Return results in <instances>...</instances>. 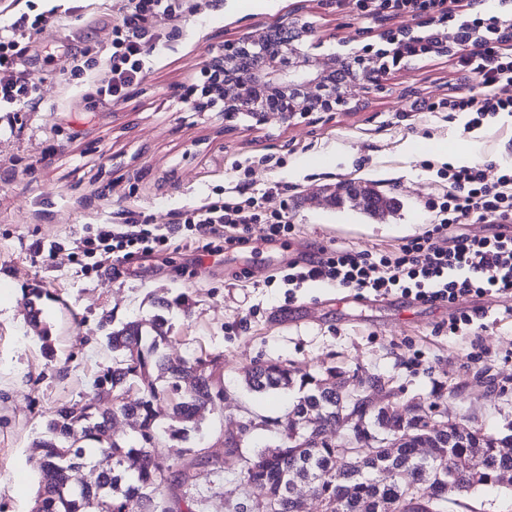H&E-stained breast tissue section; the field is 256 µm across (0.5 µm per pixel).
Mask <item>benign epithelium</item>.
<instances>
[{
  "label": "benign epithelium",
  "mask_w": 512,
  "mask_h": 512,
  "mask_svg": "<svg viewBox=\"0 0 512 512\" xmlns=\"http://www.w3.org/2000/svg\"><path fill=\"white\" fill-rule=\"evenodd\" d=\"M426 37L413 28L384 31L391 45H421L423 53L446 56L472 31L459 24L448 27V17L424 23ZM308 30L303 25L273 24L262 35L226 41L211 54L204 69L224 70V83L211 91L223 101L224 120L244 114L258 125H281L313 112H336L350 104L348 88L356 84L379 86L390 72L391 53L369 55L355 51L345 56L316 55L304 49Z\"/></svg>",
  "instance_id": "benign-epithelium-1"
}]
</instances>
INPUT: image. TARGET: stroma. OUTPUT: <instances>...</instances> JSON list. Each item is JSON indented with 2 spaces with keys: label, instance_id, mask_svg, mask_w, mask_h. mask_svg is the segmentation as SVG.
Wrapping results in <instances>:
<instances>
[{
  "label": "stroma",
  "instance_id": "1",
  "mask_svg": "<svg viewBox=\"0 0 512 512\" xmlns=\"http://www.w3.org/2000/svg\"><path fill=\"white\" fill-rule=\"evenodd\" d=\"M61 6L63 16L28 30L17 63L36 89L33 106L0 115V512H30L38 476L30 459L55 411L94 397L93 382L112 364L106 335L122 324L162 315L174 360L221 358L224 398L204 413L198 432L171 435V404L156 406L163 431L159 461L199 458L201 512H250L262 497L221 471L224 438L250 419H285L298 390L254 393L243 385L256 360L288 362L297 374L327 369L380 378L394 404L421 397L450 422L505 433L512 425V313L493 295L461 305L483 311L482 327L449 334L451 310L392 294L339 304V288L317 282L291 290L288 262L337 243L391 253L422 233L426 203L448 189L446 158L430 143L478 142L471 161L488 178L512 166V116L466 129L449 94L482 96L458 55L410 58L375 90L351 87L348 109L315 112L291 125L225 121L194 107L192 86L225 41L259 35L275 23L304 24L314 54L382 49L378 33L420 25V18L356 0H179L172 15L147 26L142 79L124 98L93 97L108 68L113 32L129 0H0V28L21 14ZM93 51L83 77L75 57ZM355 182L393 198L394 212L365 213L336 199ZM224 199L282 213L293 230L270 241L250 227L247 246L212 257L196 244L83 271L71 252L88 230L143 216L175 224L206 200ZM54 247L53 257L36 245ZM41 291L40 324L28 300ZM49 334L54 355L41 340Z\"/></svg>",
  "mask_w": 512,
  "mask_h": 512
}]
</instances>
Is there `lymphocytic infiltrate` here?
Here are the masks:
<instances>
[{
  "instance_id": "f902f5d3",
  "label": "lymphocytic infiltrate",
  "mask_w": 512,
  "mask_h": 512,
  "mask_svg": "<svg viewBox=\"0 0 512 512\" xmlns=\"http://www.w3.org/2000/svg\"><path fill=\"white\" fill-rule=\"evenodd\" d=\"M132 13L124 31L112 40L110 66L96 86L100 100H119L129 85L144 73L147 54L138 28L161 18L173 8V0H130ZM18 41L0 32V112H18L33 103L34 89L17 66ZM481 85L487 88L512 84V55L487 49L461 55ZM448 108L470 113V127H477L498 112H512V98L452 96ZM450 189L441 200L429 201L435 218L422 234L403 242L390 254L361 252L333 246L321 247L317 256L289 262L282 281L300 287L309 281L328 280L337 287L376 297L392 293L414 295L425 303H456L470 294L492 293L512 299V168L503 169L496 181H488L481 166H460L447 172ZM265 224L268 239L291 232L278 214L250 212L223 200L189 211L183 230L206 236L208 255L247 243L250 225ZM464 224H495L490 237L461 232ZM175 231L164 224H107L81 240L73 256L89 271L106 262L129 261L171 247Z\"/></svg>"
}]
</instances>
